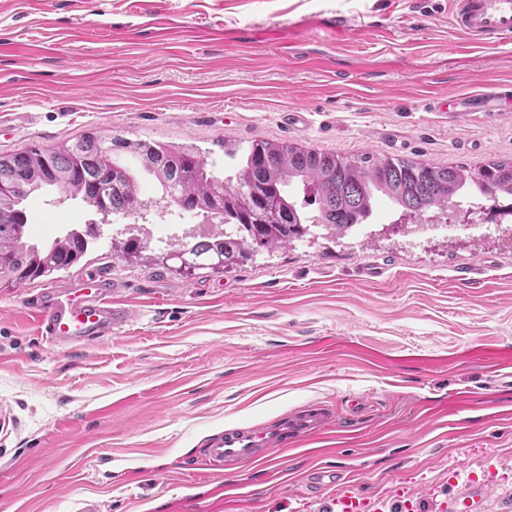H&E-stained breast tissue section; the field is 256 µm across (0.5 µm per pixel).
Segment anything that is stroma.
Segmentation results:
<instances>
[{
	"mask_svg": "<svg viewBox=\"0 0 512 512\" xmlns=\"http://www.w3.org/2000/svg\"><path fill=\"white\" fill-rule=\"evenodd\" d=\"M451 0H0V155L94 133L193 147L288 143L474 170L512 161L502 115L429 109L512 85V37L453 29ZM350 26L336 32L337 18ZM289 112L304 113L298 126ZM30 243L97 215L58 190L29 199ZM381 223L316 237L220 271L125 257L104 236L68 269L0 286V512H331L339 470L356 492L442 507L449 473L493 462L478 512H512V223L449 209L455 236ZM109 273L135 313L112 338L42 340L30 295ZM311 402L337 420L318 439L225 469L213 434Z\"/></svg>",
	"mask_w": 512,
	"mask_h": 512,
	"instance_id": "35a3bbf8",
	"label": "stroma"
}]
</instances>
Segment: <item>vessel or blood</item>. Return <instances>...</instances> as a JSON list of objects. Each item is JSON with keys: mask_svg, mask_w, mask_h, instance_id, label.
Returning a JSON list of instances; mask_svg holds the SVG:
<instances>
[{"mask_svg": "<svg viewBox=\"0 0 512 512\" xmlns=\"http://www.w3.org/2000/svg\"><path fill=\"white\" fill-rule=\"evenodd\" d=\"M453 28L487 45L512 35V0H453ZM512 102L508 87L468 99L464 112H495L500 101ZM39 333L60 347H79L111 338L116 328L132 317L130 309L112 300V281L95 278L71 288H50L27 299ZM335 419L334 409L309 404L289 415L259 426L229 429L212 435L205 449L213 470L255 461L259 456L292 448L324 431ZM309 483L321 489L335 484V512H390L388 503L372 506L366 498L341 482L336 473L314 471Z\"/></svg>", "mask_w": 512, "mask_h": 512, "instance_id": "vessel-or-blood-1", "label": "vessel or blood"}]
</instances>
